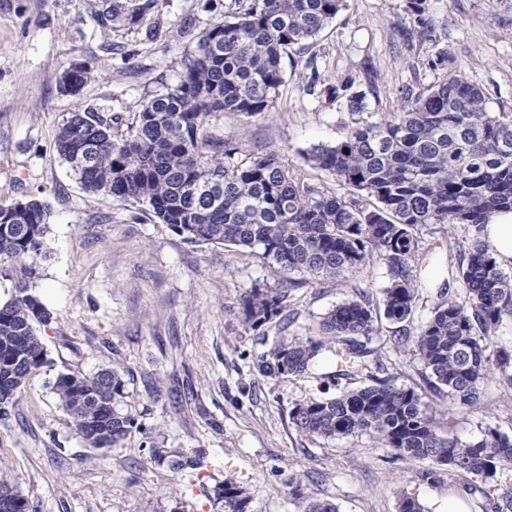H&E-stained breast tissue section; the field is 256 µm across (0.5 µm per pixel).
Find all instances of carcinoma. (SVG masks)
Instances as JSON below:
<instances>
[{
    "instance_id": "cac0c4a2",
    "label": "carcinoma",
    "mask_w": 512,
    "mask_h": 512,
    "mask_svg": "<svg viewBox=\"0 0 512 512\" xmlns=\"http://www.w3.org/2000/svg\"><path fill=\"white\" fill-rule=\"evenodd\" d=\"M157 0H94L91 17L110 36L132 32ZM347 0H235L237 8L196 33L176 84L145 99L126 129L118 117L77 110L63 119L55 150L88 193L145 206L189 244L243 247L283 276L278 288H252L240 298L244 331L259 349L252 367L284 383L309 375L320 353L334 351L336 379L368 368L364 384L334 397L292 403L295 429L321 439L367 434L394 461L428 460L448 476L470 482L480 512H512V487L493 481L512 472V437L488 425L463 442L437 426L438 404L387 376L395 354L421 363L427 388L473 411L485 409L483 386L493 380L512 389V352H489L493 337L512 322V275L503 272L482 232L493 214L512 210V113L495 112L481 87L456 67L448 50L428 60L441 79L419 94L406 93L384 122L357 123L342 138L304 154L347 193L306 184L273 152L238 158L239 147L207 133L212 117L231 112L250 119L271 111L284 81V59L312 40L345 9ZM426 0H407V11L428 34ZM92 77L81 62L62 74L59 88L76 95ZM370 202H363V196ZM50 211L39 199L0 207V275L14 295L0 302V417L19 400L28 376L48 365L38 328L51 313L37 291L38 259ZM472 234L468 252L451 268L463 297L448 295L442 281L430 314L414 321L421 282L418 268L432 259L422 229ZM379 263L387 286L382 299L361 287ZM321 282L350 289L320 321L313 336L290 331L299 311L294 291ZM396 325L391 345L377 343L379 320ZM52 392L93 449L118 444L137 427L125 411L126 384L118 370L60 372ZM150 461L170 470L197 471L204 453L169 456L150 446ZM297 512H337L328 500L304 493L290 479ZM224 512H251L248 490L234 478L216 484ZM0 508L30 512L28 500L0 477Z\"/></svg>"
}]
</instances>
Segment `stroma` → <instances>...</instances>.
I'll return each instance as SVG.
<instances>
[{"mask_svg": "<svg viewBox=\"0 0 512 512\" xmlns=\"http://www.w3.org/2000/svg\"><path fill=\"white\" fill-rule=\"evenodd\" d=\"M89 0H0V207L37 198L50 207L46 259L37 292L52 312L40 336L49 363L32 373L9 415L0 420V476L28 498L32 512H224L213 488L225 476L243 483L252 512H295L288 478L309 474V496L338 512H398L401 494L427 512H444L447 477L429 478L427 461L395 462L370 436L311 439L298 433L292 402L338 394L330 382L334 357L322 352L310 376L276 384L253 371L254 339L237 319L248 289L274 288L281 276L248 251L188 244L143 206L85 192L55 151L62 120L92 109L131 120L143 99L174 85L187 45L185 28L200 31L223 18L231 0H158V40L145 28L105 36ZM429 40L408 42L406 0H347L307 53L285 62L284 83L271 112L246 120L213 118L211 135L232 139L243 153L275 152L312 186L339 191L334 177L305 162L318 144L336 142L359 121L392 119L404 93H421L439 74L427 61L447 49L497 112H512V0H427ZM93 65L80 95L59 89L71 64ZM354 90L376 81L362 113L345 97L312 87V71ZM299 334L312 333L347 289L312 284L295 292ZM123 373L125 400L139 424L118 446L87 447L51 386L58 373ZM164 388L154 398L145 377ZM486 408L456 403L439 415L442 430L461 441L486 426L512 435V389L488 383ZM207 454L197 475L147 472L143 448Z\"/></svg>", "mask_w": 512, "mask_h": 512, "instance_id": "1", "label": "stroma"}]
</instances>
